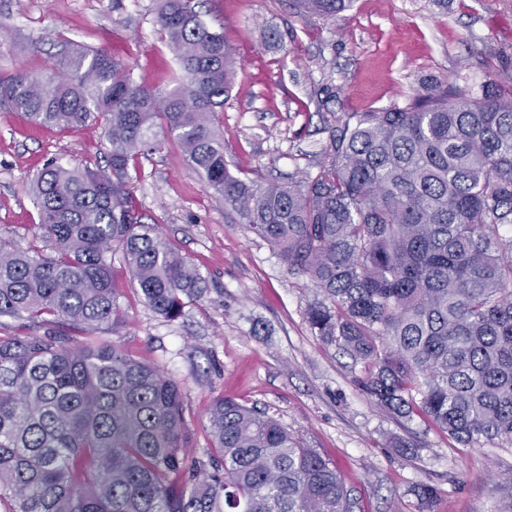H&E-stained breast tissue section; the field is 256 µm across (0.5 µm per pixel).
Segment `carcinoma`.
Masks as SVG:
<instances>
[{"label":"carcinoma","mask_w":512,"mask_h":512,"mask_svg":"<svg viewBox=\"0 0 512 512\" xmlns=\"http://www.w3.org/2000/svg\"><path fill=\"white\" fill-rule=\"evenodd\" d=\"M203 2L159 0L155 24L183 74L173 90L136 81L105 48L0 78V104L30 122L78 130L102 119L112 169L49 162L30 193L55 254L0 244V317L67 328L0 338L3 512H354L329 460L235 399L213 400L210 452L192 456L179 383L90 335L123 315L115 248L167 321L207 291L142 221L132 191L130 162L167 138L289 273L323 293L309 328L364 365L363 391L465 447L512 445V237L501 234L512 224V95L440 84L345 112L316 172L244 179L216 126L236 61ZM294 2L331 19L349 0Z\"/></svg>","instance_id":"cac0c4a2"}]
</instances>
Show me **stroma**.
<instances>
[{"instance_id":"stroma-1","label":"stroma","mask_w":512,"mask_h":512,"mask_svg":"<svg viewBox=\"0 0 512 512\" xmlns=\"http://www.w3.org/2000/svg\"><path fill=\"white\" fill-rule=\"evenodd\" d=\"M157 0H0V24L36 42H0V75L38 71L70 44L103 47L146 84L180 78L155 30ZM208 20L234 50L237 79L219 113L233 172L258 181L316 171L325 125L346 112L385 108L415 90L466 80L474 94L512 76V0H352L331 20L303 18L291 0H207ZM336 95L318 105L324 84ZM102 122L75 131L35 125L0 108V241L43 238L29 185L51 159L95 161L109 173ZM134 194L155 225L208 282L181 318L144 301L113 253L121 321L98 339L158 366L182 387L192 453L206 446V415L219 395L257 405L330 459L352 489L356 512H420L414 489L438 495L432 512H512V447H465L422 418L395 419L354 380L362 365L324 344L306 321L320 292L289 274L263 238L241 224L188 168L176 141L135 162Z\"/></svg>"}]
</instances>
